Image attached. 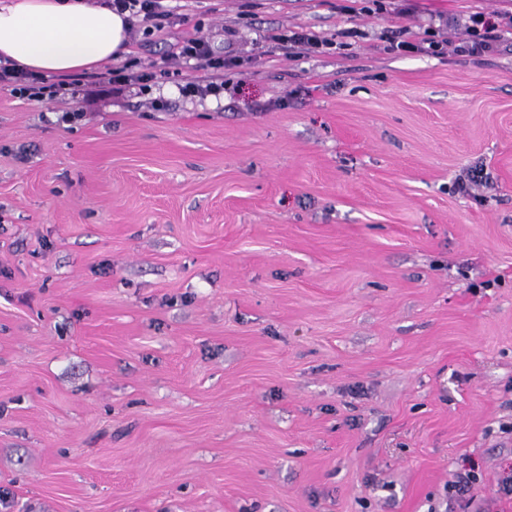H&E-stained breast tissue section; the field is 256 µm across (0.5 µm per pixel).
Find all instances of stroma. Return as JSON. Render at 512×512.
<instances>
[{
  "label": "stroma",
  "instance_id": "stroma-1",
  "mask_svg": "<svg viewBox=\"0 0 512 512\" xmlns=\"http://www.w3.org/2000/svg\"><path fill=\"white\" fill-rule=\"evenodd\" d=\"M164 4L147 85L0 90V512H512V0ZM466 27V38L458 50L470 55H482L493 52L498 47L502 28L512 27V15L500 16L498 21L486 19L484 15L475 14L470 17ZM199 33L185 37L182 41L173 44L168 53V63L178 69L193 60L196 70H222L224 58L215 57L209 48L206 37Z\"/></svg>",
  "mask_w": 512,
  "mask_h": 512
}]
</instances>
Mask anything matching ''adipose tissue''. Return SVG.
<instances>
[{
    "label": "adipose tissue",
    "instance_id": "obj_1",
    "mask_svg": "<svg viewBox=\"0 0 512 512\" xmlns=\"http://www.w3.org/2000/svg\"><path fill=\"white\" fill-rule=\"evenodd\" d=\"M133 18L100 0H0V64L65 77L122 58Z\"/></svg>",
    "mask_w": 512,
    "mask_h": 512
}]
</instances>
